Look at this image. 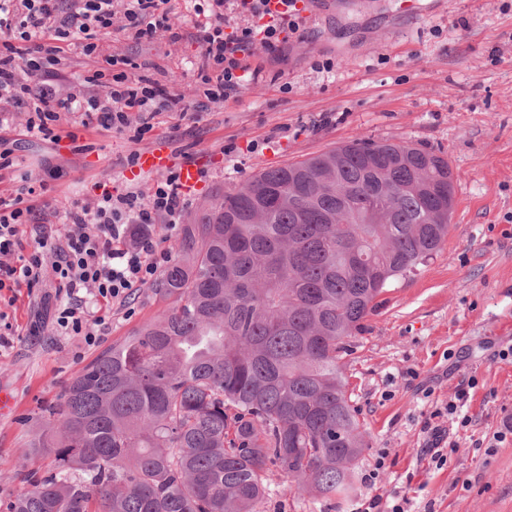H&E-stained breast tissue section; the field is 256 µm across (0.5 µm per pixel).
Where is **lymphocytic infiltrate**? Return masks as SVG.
<instances>
[{
  "label": "lymphocytic infiltrate",
  "mask_w": 512,
  "mask_h": 512,
  "mask_svg": "<svg viewBox=\"0 0 512 512\" xmlns=\"http://www.w3.org/2000/svg\"><path fill=\"white\" fill-rule=\"evenodd\" d=\"M63 12L62 0H0V125L12 123L11 105L28 108L27 136L60 142L52 124L60 113L79 115L82 125L115 131L134 128L135 139L148 133L154 116L174 100L157 83L128 74V59H107L109 94L99 98L79 87L61 92L56 79L59 45L74 41L85 54L98 48L102 35L123 16L124 28L136 40L177 39L166 0H77ZM210 21L199 37L203 93L213 100L237 96L257 82L255 49L280 55L303 23L296 0L272 14L270 0H208ZM47 183L25 186L11 199L0 198V288L6 284L41 289L45 267H52L66 295L85 292L109 301L125 297L154 276L157 247L148 228L181 224L187 202L178 171H168L148 193L112 194L103 189L88 204L74 202L64 211L69 226L64 242L39 238L25 250L20 225L30 223Z\"/></svg>",
  "instance_id": "obj_1"
}]
</instances>
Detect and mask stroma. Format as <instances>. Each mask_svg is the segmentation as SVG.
Wrapping results in <instances>:
<instances>
[{"label":"stroma","mask_w":512,"mask_h":512,"mask_svg":"<svg viewBox=\"0 0 512 512\" xmlns=\"http://www.w3.org/2000/svg\"><path fill=\"white\" fill-rule=\"evenodd\" d=\"M169 8L179 40L137 42L116 26L93 55L63 45L57 70L66 86L101 69L105 57L123 56L179 98L178 107L158 113L137 142L62 115L56 133L94 144L83 154L22 135L27 114L17 110L13 126L0 130L17 158L16 173L0 179V197L15 196L23 176L48 181L49 204L34 224L54 242L67 232L65 207L91 201L96 184L145 192L162 179L159 171L130 179L123 161L133 151L166 148L179 164L188 153L203 158L201 187L188 198L192 211L263 169L357 139L442 151L457 178L448 239L415 275L382 294L344 358L351 401L370 435L352 491L314 501L287 491L286 477L274 473L259 512H354L374 495L386 508L407 499L409 512H512V435L493 440L512 420V361L498 356L512 345V0H447L445 12L417 17L398 16L397 0L322 7L280 56L257 52L260 83L227 101L199 89L206 15L195 0H170ZM322 61L332 70L319 69ZM34 224L20 227L24 247L35 243ZM57 286L48 268L40 290H0V333L9 336L0 347V389L17 399L10 414H0V508L24 490V474L49 467L31 446L43 407L163 307L144 286L122 300H86L102 320L96 345L52 328L29 335L36 315L53 317L56 305L44 295ZM464 383L469 424L437 421L447 458L438 466L427 424ZM380 459L376 483L366 482Z\"/></svg>","instance_id":"35a3bbf8"}]
</instances>
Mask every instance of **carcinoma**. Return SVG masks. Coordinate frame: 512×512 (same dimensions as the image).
I'll list each match as a JSON object with an SVG mask.
<instances>
[{"instance_id": "obj_1", "label": "carcinoma", "mask_w": 512, "mask_h": 512, "mask_svg": "<svg viewBox=\"0 0 512 512\" xmlns=\"http://www.w3.org/2000/svg\"><path fill=\"white\" fill-rule=\"evenodd\" d=\"M443 155L355 140L204 202L152 321L45 409L53 455L7 512H257L267 474L345 494L367 447L342 356L389 284L448 237Z\"/></svg>"}]
</instances>
